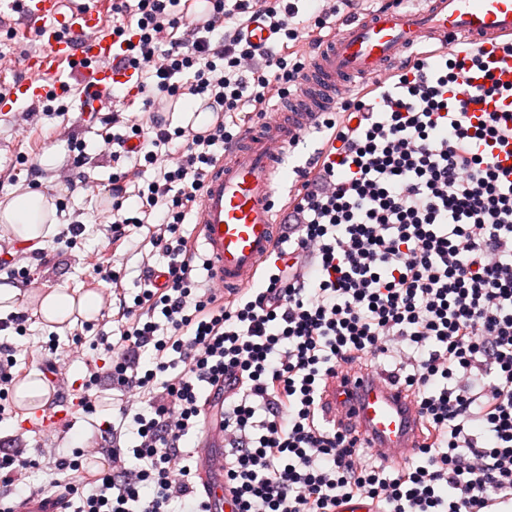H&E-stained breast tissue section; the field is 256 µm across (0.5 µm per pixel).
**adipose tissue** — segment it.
Masks as SVG:
<instances>
[{"label":"adipose tissue","mask_w":512,"mask_h":512,"mask_svg":"<svg viewBox=\"0 0 512 512\" xmlns=\"http://www.w3.org/2000/svg\"><path fill=\"white\" fill-rule=\"evenodd\" d=\"M47 202L44 194L37 191L16 193L4 208L0 209V223L12 239L29 249L44 247L47 240L56 234V224L45 223L43 208ZM38 315L49 329H57L72 316L94 318L99 310L95 295L74 297L65 290L51 289L36 294Z\"/></svg>","instance_id":"adipose-tissue-1"}]
</instances>
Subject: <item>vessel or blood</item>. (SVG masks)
Segmentation results:
<instances>
[{
  "label": "vessel or blood",
  "mask_w": 512,
  "mask_h": 512,
  "mask_svg": "<svg viewBox=\"0 0 512 512\" xmlns=\"http://www.w3.org/2000/svg\"><path fill=\"white\" fill-rule=\"evenodd\" d=\"M24 32L37 34L41 56L24 61L26 73L9 97L23 106L47 93L45 72L70 66L83 84L84 109L113 82L130 83L116 37L103 33L90 0H23ZM331 45L313 54L297 98L273 114L265 128L226 151L208 175L196 222L197 236L215 283L241 291L253 284L277 238L282 196L277 181L282 152L298 143L355 79L385 80L403 68L405 53L427 45L458 56L477 48L494 65L501 85L512 86V0H387L374 11L352 12L339 21ZM322 404L327 418L352 425L365 447L397 461L409 460L424 443L416 407L404 386L385 376L354 369L330 381ZM224 434L213 427L204 439L199 471L211 512H236L224 491Z\"/></svg>",
  "instance_id": "b4317fda"
}]
</instances>
